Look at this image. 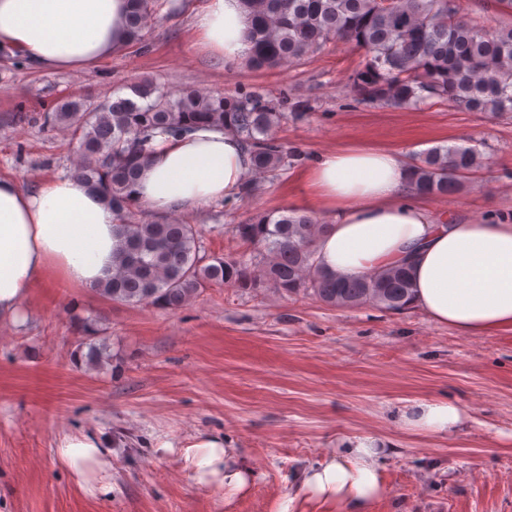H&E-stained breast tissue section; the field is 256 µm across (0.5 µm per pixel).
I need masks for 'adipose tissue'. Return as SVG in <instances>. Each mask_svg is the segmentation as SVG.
<instances>
[{
  "label": "adipose tissue",
  "instance_id": "obj_1",
  "mask_svg": "<svg viewBox=\"0 0 512 512\" xmlns=\"http://www.w3.org/2000/svg\"><path fill=\"white\" fill-rule=\"evenodd\" d=\"M130 7V0H0V47L44 69L87 68L126 44ZM193 29L225 63L249 54L241 0H209ZM251 167L235 134L199 129L158 140L133 195L159 216L234 201ZM411 177L410 162L385 146H339L307 166L310 207L332 219L316 243L318 266L357 278L408 262L414 309L466 336L512 331V222L449 219L425 198L408 194ZM114 222L108 200L77 177L49 178L27 190L0 178V318H17L40 282L96 290L112 274ZM464 418L458 405L444 400L414 402L401 415L404 426L434 434L453 430ZM379 453L373 440L356 441L308 468L302 485L322 503L368 512L382 490ZM57 454L81 484L112 468L110 449L93 434L64 436ZM184 461L200 486L216 483L240 493L254 479L217 436L189 444Z\"/></svg>",
  "mask_w": 512,
  "mask_h": 512
}]
</instances>
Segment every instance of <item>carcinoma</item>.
<instances>
[{
    "label": "carcinoma",
    "instance_id": "1",
    "mask_svg": "<svg viewBox=\"0 0 512 512\" xmlns=\"http://www.w3.org/2000/svg\"><path fill=\"white\" fill-rule=\"evenodd\" d=\"M125 18L128 44L144 40L161 0H132ZM250 18L247 66L264 71L341 41L362 51L351 77L355 101L396 109L430 100L462 112H512V24L488 30L448 0H243ZM130 93L102 104L67 96L43 114L44 123L72 130L81 162L74 175L112 203L115 237L112 278L97 293L115 302L178 310L209 286L271 287L310 295L336 307L372 303L400 311L412 292L409 270L393 264L364 277L343 279L321 270L315 243L324 225L303 211L257 214L235 227L250 249L242 259L199 255V231L185 222L135 219L132 187L154 138L206 126L229 129L251 149L252 173L288 162L275 134L286 119L261 95L244 97L186 90L174 97L142 78ZM482 165L476 149L438 145L413 161L410 191L451 195ZM78 347L91 369L112 363L96 320L80 323Z\"/></svg>",
    "mask_w": 512,
    "mask_h": 512
}]
</instances>
